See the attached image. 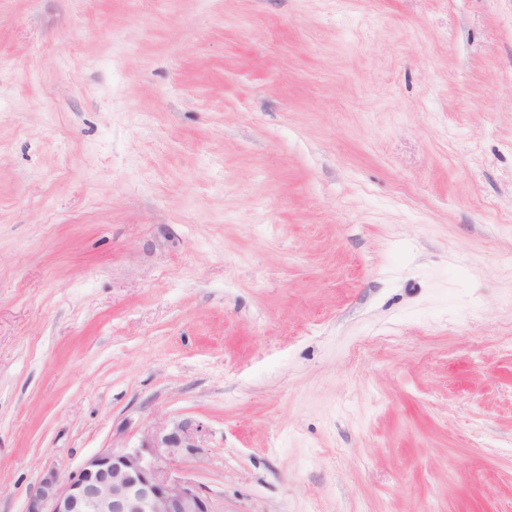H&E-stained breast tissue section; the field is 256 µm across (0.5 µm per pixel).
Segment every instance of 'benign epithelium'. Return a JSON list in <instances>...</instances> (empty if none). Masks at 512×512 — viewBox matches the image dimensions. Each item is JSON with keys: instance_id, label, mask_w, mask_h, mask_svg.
Masks as SVG:
<instances>
[{"instance_id": "7a95c632", "label": "benign epithelium", "mask_w": 512, "mask_h": 512, "mask_svg": "<svg viewBox=\"0 0 512 512\" xmlns=\"http://www.w3.org/2000/svg\"><path fill=\"white\" fill-rule=\"evenodd\" d=\"M200 425L149 429L131 450L103 448L68 475L46 473L24 512H219L179 462L198 453Z\"/></svg>"}]
</instances>
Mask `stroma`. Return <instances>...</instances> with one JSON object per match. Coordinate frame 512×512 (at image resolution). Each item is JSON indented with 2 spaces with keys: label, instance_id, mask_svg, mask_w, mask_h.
I'll use <instances>...</instances> for the list:
<instances>
[{
  "label": "stroma",
  "instance_id": "obj_1",
  "mask_svg": "<svg viewBox=\"0 0 512 512\" xmlns=\"http://www.w3.org/2000/svg\"><path fill=\"white\" fill-rule=\"evenodd\" d=\"M180 419L221 512H512V0H0V512Z\"/></svg>",
  "mask_w": 512,
  "mask_h": 512
}]
</instances>
